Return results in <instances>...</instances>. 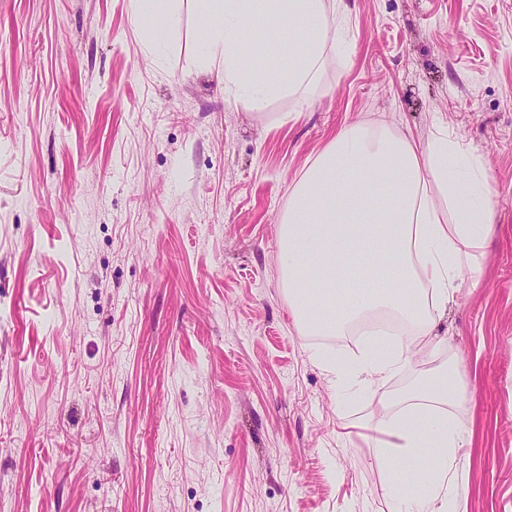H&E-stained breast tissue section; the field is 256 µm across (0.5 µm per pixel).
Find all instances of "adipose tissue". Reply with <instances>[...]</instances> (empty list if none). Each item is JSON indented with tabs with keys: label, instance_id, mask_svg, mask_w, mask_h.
Masks as SVG:
<instances>
[{
	"label": "adipose tissue",
	"instance_id": "obj_1",
	"mask_svg": "<svg viewBox=\"0 0 512 512\" xmlns=\"http://www.w3.org/2000/svg\"><path fill=\"white\" fill-rule=\"evenodd\" d=\"M203 46L224 74V90L252 105L284 91L309 102L328 43L344 40L347 0H196ZM288 28L302 21L304 50L289 54L281 79L256 66L243 37L247 22ZM490 189L477 158L439 132L426 145L383 124L341 128L294 184L280 231L279 264L294 321L316 336H336L386 314L409 334L360 354L318 353L332 385L375 392L415 354L427 352L435 315L462 287L481 285L477 255L491 229ZM457 373L440 371L404 398L375 428L382 461H413L427 476L415 512H457L458 451L468 431L446 404Z\"/></svg>",
	"mask_w": 512,
	"mask_h": 512
}]
</instances>
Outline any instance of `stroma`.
<instances>
[{"label": "stroma", "instance_id": "1", "mask_svg": "<svg viewBox=\"0 0 512 512\" xmlns=\"http://www.w3.org/2000/svg\"><path fill=\"white\" fill-rule=\"evenodd\" d=\"M141 35L134 0H0V512H398L378 394L334 388L293 323L279 222L344 125L437 130L478 158L484 285L436 318L461 512H512V0H351L309 104L228 95L194 0ZM276 67L289 31L246 25Z\"/></svg>", "mask_w": 512, "mask_h": 512}]
</instances>
